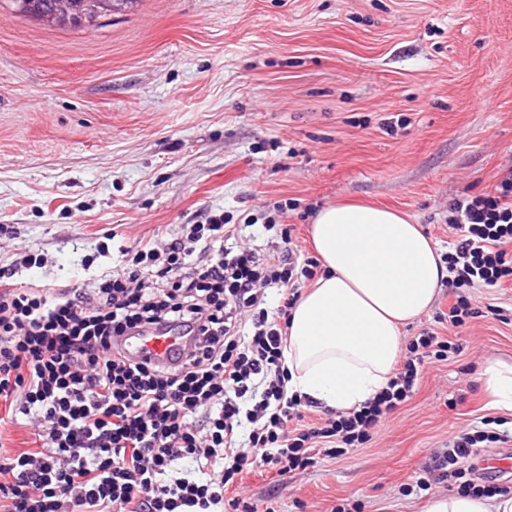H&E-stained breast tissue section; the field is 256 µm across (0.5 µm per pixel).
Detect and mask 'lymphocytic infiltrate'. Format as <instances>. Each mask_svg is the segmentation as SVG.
Listing matches in <instances>:
<instances>
[{"label": "lymphocytic infiltrate", "mask_w": 512, "mask_h": 512, "mask_svg": "<svg viewBox=\"0 0 512 512\" xmlns=\"http://www.w3.org/2000/svg\"><path fill=\"white\" fill-rule=\"evenodd\" d=\"M448 227L453 329L477 315L466 289L512 281V171L490 193L454 200ZM240 239V225L215 213L161 246L118 245L112 273L89 291L23 288L16 268L0 267V403L41 443L0 457V512H258L228 494L244 474H297L360 447L412 397L419 365L456 352L426 330L376 396L309 420L312 402L288 392L284 346L288 311L319 262L296 257L287 228L278 257ZM163 326L190 338L175 363L135 359L118 343ZM511 440L476 428L433 467L458 492L510 493L480 484L467 461L479 443Z\"/></svg>", "instance_id": "f902f5d3"}]
</instances>
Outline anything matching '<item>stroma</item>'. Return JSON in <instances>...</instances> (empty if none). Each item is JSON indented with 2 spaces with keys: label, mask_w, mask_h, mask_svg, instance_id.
I'll use <instances>...</instances> for the list:
<instances>
[{
  "label": "stroma",
  "mask_w": 512,
  "mask_h": 512,
  "mask_svg": "<svg viewBox=\"0 0 512 512\" xmlns=\"http://www.w3.org/2000/svg\"><path fill=\"white\" fill-rule=\"evenodd\" d=\"M510 167L512 0H112L63 26L0 0V267L39 256L28 288H93L106 235L164 242L218 211L293 225L309 256L336 201L401 210L443 253L449 204ZM470 296L459 353L421 365L369 442L297 477L251 472L246 496L423 512L447 493L433 456L480 418L512 423L481 377L512 363V283Z\"/></svg>",
  "instance_id": "obj_1"
}]
</instances>
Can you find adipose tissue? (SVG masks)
Returning a JSON list of instances; mask_svg holds the SVG:
<instances>
[{"label": "adipose tissue", "instance_id": "1", "mask_svg": "<svg viewBox=\"0 0 512 512\" xmlns=\"http://www.w3.org/2000/svg\"><path fill=\"white\" fill-rule=\"evenodd\" d=\"M311 239L324 272L289 311V392L346 411L384 388L400 328L434 302L447 271L436 245L402 213L328 204ZM425 512H512V494H435Z\"/></svg>", "mask_w": 512, "mask_h": 512}]
</instances>
